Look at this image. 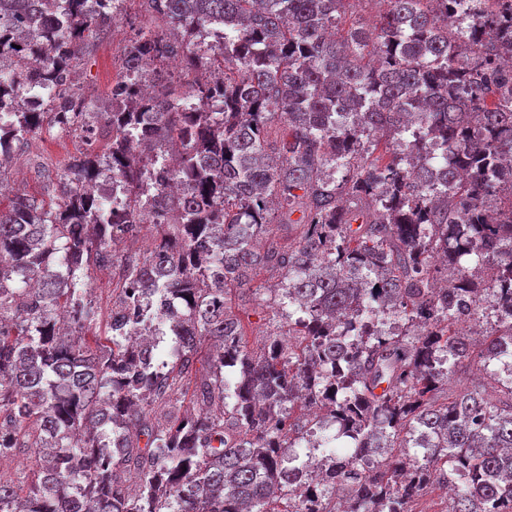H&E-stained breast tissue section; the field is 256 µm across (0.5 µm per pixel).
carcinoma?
<instances>
[{
  "mask_svg": "<svg viewBox=\"0 0 512 512\" xmlns=\"http://www.w3.org/2000/svg\"><path fill=\"white\" fill-rule=\"evenodd\" d=\"M126 2L0 0V54L27 60L0 71V101L68 83ZM136 2L128 109L97 117L126 208L152 182L172 218L122 223L90 190L94 148L56 196L0 200V459H34L26 486L0 476V512H295L301 494L309 512H414L453 475L451 512H512V374L492 360L512 359V322L491 315L512 306V12L387 0L369 28L343 25L352 0ZM176 58L184 89L137 88ZM87 115L73 91L19 112L0 151ZM170 143L182 197L157 176ZM145 228V254L120 249ZM261 268L293 341L254 352L226 295ZM465 317L491 336L477 354ZM304 443L325 473L294 486ZM92 299L97 301L107 314L112 307V275L109 271H95L92 274Z\"/></svg>",
  "mask_w": 512,
  "mask_h": 512,
  "instance_id": "cac0c4a2",
  "label": "carcinoma"
}]
</instances>
